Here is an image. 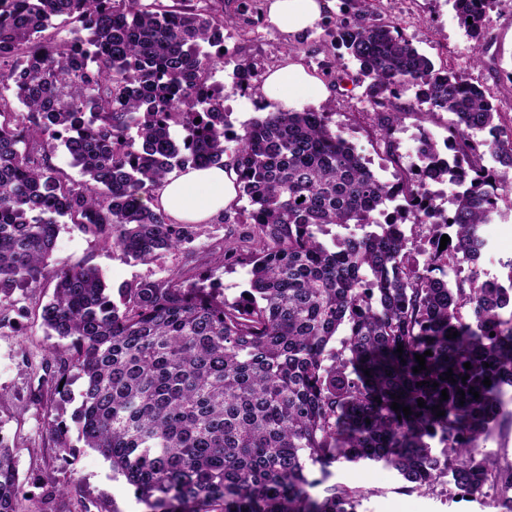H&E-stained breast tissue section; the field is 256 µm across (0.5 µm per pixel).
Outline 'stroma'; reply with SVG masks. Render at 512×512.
Instances as JSON below:
<instances>
[{
    "label": "stroma",
    "mask_w": 512,
    "mask_h": 512,
    "mask_svg": "<svg viewBox=\"0 0 512 512\" xmlns=\"http://www.w3.org/2000/svg\"><path fill=\"white\" fill-rule=\"evenodd\" d=\"M224 10L234 17L233 24L224 29L225 52L228 57L246 60L253 75L247 86L237 83L228 67L207 76L208 83L220 88L233 126L265 112L266 104L260 94L265 76L291 54L326 84L331 128L341 131L381 180L395 181L407 169L408 138L417 128L445 132L447 113L419 117L414 91L403 92L400 103L409 107L410 112L396 133L399 148L387 153L373 108L365 96V83L336 80L341 71L356 72L357 65L351 58L340 57L329 19H322L301 38L290 40L266 23L263 0H226ZM377 11L382 18L398 22L404 36L435 66L451 67L464 80L484 89L502 114L512 116V80L507 77L512 71V0H494L488 9L487 39L479 51L466 36L450 0H381ZM477 53L482 56L478 63L473 60ZM241 233L240 226L217 220L200 224L194 240L180 251L140 263L121 259L94 236L66 224L58 234L50 262L56 269L76 265L97 267L108 287L116 288L178 272L189 276L213 270L211 245L236 240ZM213 272L215 287L228 296L238 295L247 286V267L237 265L228 271ZM52 288V283L46 281L29 291L21 302V310L13 311L10 324L0 328V433L16 450L23 494L20 510L39 512L43 479L49 475L59 478L71 471L80 481L79 489L71 497L83 501L89 512H142L132 488L124 478L114 476L110 461L101 452L79 447L73 455L63 457L50 447L45 413L30 399L43 374L47 340L41 310ZM329 481L367 491L359 512H496L490 502L482 506L431 491L400 493L396 473L381 464L338 463L332 467Z\"/></svg>",
    "instance_id": "1"
}]
</instances>
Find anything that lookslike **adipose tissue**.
Here are the masks:
<instances>
[{
    "mask_svg": "<svg viewBox=\"0 0 512 512\" xmlns=\"http://www.w3.org/2000/svg\"><path fill=\"white\" fill-rule=\"evenodd\" d=\"M334 5L335 0H265L264 7L268 23L293 39L312 29ZM261 93L275 112H297L329 95L321 80L290 59L269 71ZM237 179L235 167L229 164L176 170L154 191L149 205L164 210L176 223L205 224L233 203Z\"/></svg>",
    "mask_w": 512,
    "mask_h": 512,
    "instance_id": "1",
    "label": "adipose tissue"
}]
</instances>
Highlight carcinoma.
Here are the masks:
<instances>
[{"label":"carcinoma","instance_id":"1","mask_svg":"<svg viewBox=\"0 0 512 512\" xmlns=\"http://www.w3.org/2000/svg\"><path fill=\"white\" fill-rule=\"evenodd\" d=\"M201 2L0 0V84L14 89L12 98L0 92V323L16 292L51 278L41 313L46 337L57 338L43 377L51 398L31 395L46 411L48 440L60 453L72 447L53 412L80 379L79 440L110 461L145 512H356L362 490L336 483L312 494L341 462L382 464L408 493L452 488L482 504L491 490L498 512H512V465L481 448L512 429V285L477 267L487 247L480 227L501 214L512 170V120L364 0H344L336 44L368 80L373 107L387 108L376 113L386 149L403 119L398 95L414 88L426 113L451 115L448 157L436 150L420 177L388 184L327 112H269L236 131L203 79L226 64L224 0ZM452 2L482 48L492 0ZM475 131L489 138L470 139ZM230 138L247 205L225 211L224 223L245 232L213 263L250 266L239 295L205 286L208 273L111 291L95 267L48 269L62 224L126 259L180 249L194 225L145 199L175 169L224 165ZM59 150L82 180L52 163ZM425 181L459 187L451 212L424 200ZM407 221L427 227L420 260L407 251ZM350 224L366 232L322 240ZM427 350L426 369L413 372ZM449 370L454 383L443 379ZM310 465L321 479H309ZM74 484L47 477L42 512H70L61 496ZM20 493L0 433V512H19Z\"/></svg>","mask_w":512,"mask_h":512}]
</instances>
